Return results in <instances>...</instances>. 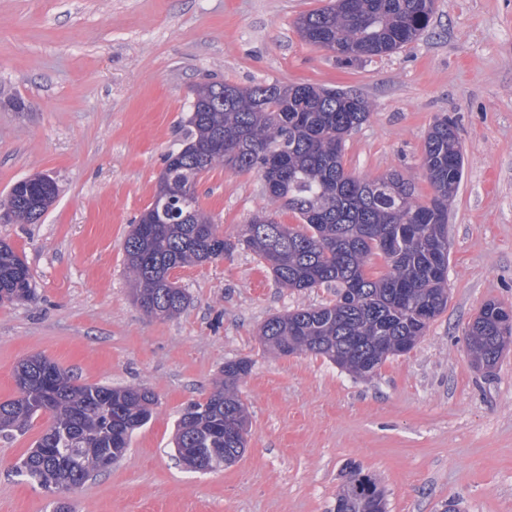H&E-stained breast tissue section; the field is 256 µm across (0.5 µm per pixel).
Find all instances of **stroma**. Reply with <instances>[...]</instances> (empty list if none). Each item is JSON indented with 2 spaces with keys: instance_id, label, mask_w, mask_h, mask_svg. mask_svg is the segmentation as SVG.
I'll use <instances>...</instances> for the list:
<instances>
[{
  "instance_id": "1",
  "label": "stroma",
  "mask_w": 512,
  "mask_h": 512,
  "mask_svg": "<svg viewBox=\"0 0 512 512\" xmlns=\"http://www.w3.org/2000/svg\"><path fill=\"white\" fill-rule=\"evenodd\" d=\"M327 0H0V200L14 183L55 178L36 224L0 223L34 298L0 305V400L13 371L42 354L85 384L143 386L158 399L125 455L67 496L72 512H335L347 466L383 487L387 512H512V350L474 367L465 330L482 305L512 307V0H435L428 28L397 53L349 65L306 44L302 14ZM354 89L368 119L345 138L347 173L400 170L419 200L427 133L458 126L464 176L448 218V308L409 353L363 380L309 354L267 352L271 316L336 298L279 287L249 251L178 270L191 303L156 319L133 301L124 241L152 201L181 137L192 90L208 82ZM201 208L234 240L254 214L294 213L254 173L219 166L197 186ZM248 443L233 465L186 469L174 448L190 401L209 395L229 360ZM50 423L0 439V512H51L20 474Z\"/></svg>"
}]
</instances>
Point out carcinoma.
<instances>
[{
    "mask_svg": "<svg viewBox=\"0 0 512 512\" xmlns=\"http://www.w3.org/2000/svg\"><path fill=\"white\" fill-rule=\"evenodd\" d=\"M432 0H331L302 15L304 41L352 63L391 55L415 41L432 19ZM360 94L309 83L241 87L212 82L196 87L178 147L164 158L155 196L167 202L140 214L124 242L134 300L149 316L170 319L190 304L172 272L203 265L241 247L284 288L326 286L336 302L268 318L260 330L266 349L282 356H322L359 377L376 374L390 356L404 355L448 307V202L464 172L458 126L443 116L430 127L423 165L432 190L428 202L393 170L378 178H355L344 168L345 136L369 115ZM220 163L255 172L268 195L298 215L301 224L278 223L265 213L252 217L237 242L213 229L196 189L202 175ZM41 184L11 188L10 221L40 219ZM387 271H366L372 255ZM28 267L0 242V303L31 301ZM496 301L486 302L466 330L467 354L478 368L493 370L512 344V329L499 322ZM251 370L245 359L224 363L222 379L206 398L188 403L176 423L175 448H225L242 456L247 440L224 438V412L247 420L238 384ZM15 397L0 402V437L25 434L41 414L51 417L20 473L50 496L62 497L98 474V458L129 446L157 404L144 387L86 385L37 354L16 367ZM362 470L345 474L337 512H386L384 490Z\"/></svg>",
    "mask_w": 512,
    "mask_h": 512,
    "instance_id": "carcinoma-1",
    "label": "carcinoma"
}]
</instances>
